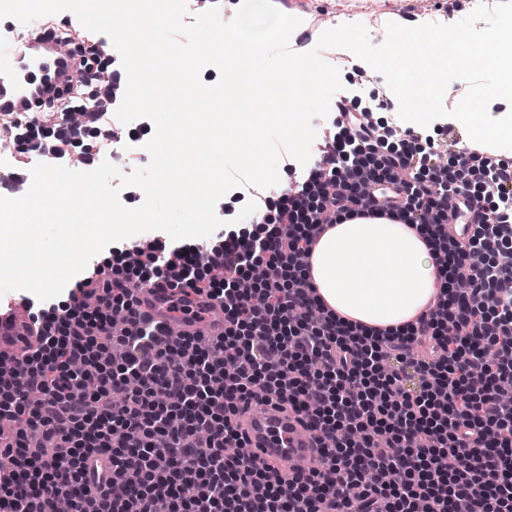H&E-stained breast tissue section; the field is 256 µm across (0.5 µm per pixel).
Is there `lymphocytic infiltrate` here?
<instances>
[{
    "label": "lymphocytic infiltrate",
    "instance_id": "lymphocytic-infiltrate-1",
    "mask_svg": "<svg viewBox=\"0 0 512 512\" xmlns=\"http://www.w3.org/2000/svg\"><path fill=\"white\" fill-rule=\"evenodd\" d=\"M59 35L76 67L66 102L13 128L25 166L50 148L95 169L122 76L109 36ZM343 131L279 204L257 195L253 231L207 245L112 248L66 300L31 308L40 337L23 359L0 354V512H512V160L481 147L441 167L405 143L386 149L368 113L337 98ZM91 146H84L85 138ZM488 176L485 207L473 178ZM403 217L428 235L439 290L402 331L357 328L327 310L303 274L340 212ZM469 225L450 235L436 216ZM207 293L224 333L201 348L142 326L133 290ZM278 401L320 435L308 472L282 474L242 452L245 406Z\"/></svg>",
    "mask_w": 512,
    "mask_h": 512
}]
</instances>
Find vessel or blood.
Wrapping results in <instances>:
<instances>
[{
    "label": "vessel or blood",
    "instance_id": "1",
    "mask_svg": "<svg viewBox=\"0 0 512 512\" xmlns=\"http://www.w3.org/2000/svg\"><path fill=\"white\" fill-rule=\"evenodd\" d=\"M70 75L69 54L43 36L39 22H31L23 39L0 42V113L34 114L43 99L65 90ZM179 296L189 312L173 310L172 302ZM134 297L138 316L175 326L183 335L224 333V307L207 293L189 289L180 295L167 287L143 285L135 288ZM36 343L29 316L0 322V352L19 357ZM238 423L248 448L261 458L287 463L289 471L309 469L318 457L314 432L277 404L242 408Z\"/></svg>",
    "mask_w": 512,
    "mask_h": 512
}]
</instances>
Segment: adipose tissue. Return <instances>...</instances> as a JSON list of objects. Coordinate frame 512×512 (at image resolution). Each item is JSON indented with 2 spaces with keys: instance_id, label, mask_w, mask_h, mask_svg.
<instances>
[{
  "instance_id": "adipose-tissue-1",
  "label": "adipose tissue",
  "mask_w": 512,
  "mask_h": 512,
  "mask_svg": "<svg viewBox=\"0 0 512 512\" xmlns=\"http://www.w3.org/2000/svg\"><path fill=\"white\" fill-rule=\"evenodd\" d=\"M305 272L329 310L372 328H402L438 290L426 236L387 216L341 215L315 244Z\"/></svg>"
}]
</instances>
